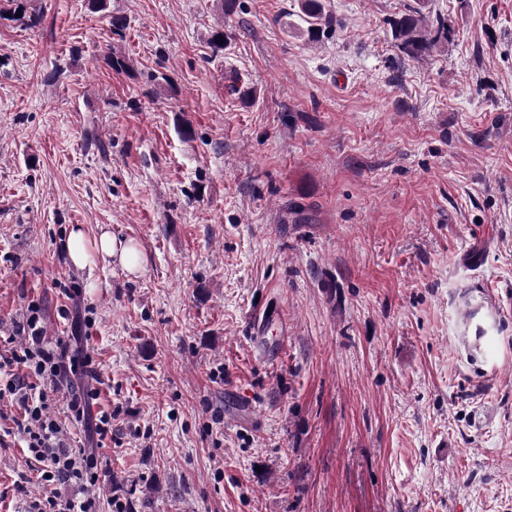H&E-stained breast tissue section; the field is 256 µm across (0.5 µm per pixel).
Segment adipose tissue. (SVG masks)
<instances>
[{"label":"adipose tissue","instance_id":"ef3b65f1","mask_svg":"<svg viewBox=\"0 0 512 512\" xmlns=\"http://www.w3.org/2000/svg\"><path fill=\"white\" fill-rule=\"evenodd\" d=\"M66 249L70 261L78 268L84 267L95 254L104 262H118L131 272L139 270L142 264V254L136 245L118 241L107 231L90 238L82 227H74L68 235Z\"/></svg>","mask_w":512,"mask_h":512}]
</instances>
